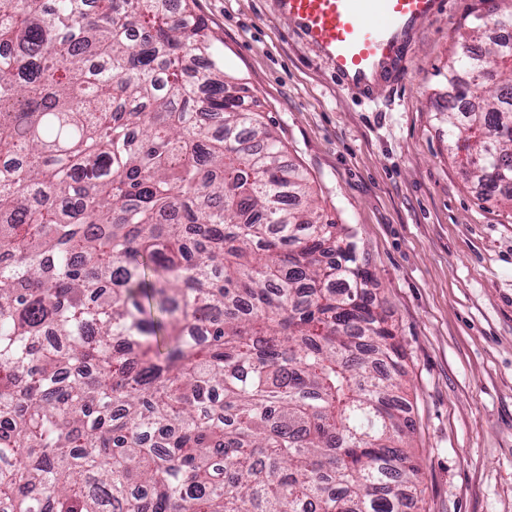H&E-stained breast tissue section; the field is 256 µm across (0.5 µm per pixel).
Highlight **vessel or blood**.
I'll return each mask as SVG.
<instances>
[{"mask_svg": "<svg viewBox=\"0 0 512 512\" xmlns=\"http://www.w3.org/2000/svg\"><path fill=\"white\" fill-rule=\"evenodd\" d=\"M278 12L331 65L337 80L371 90L399 72L409 39L447 0H277Z\"/></svg>", "mask_w": 512, "mask_h": 512, "instance_id": "b4317fda", "label": "vessel or blood"}]
</instances>
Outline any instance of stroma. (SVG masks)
<instances>
[{
    "instance_id": "stroma-1",
    "label": "stroma",
    "mask_w": 512,
    "mask_h": 512,
    "mask_svg": "<svg viewBox=\"0 0 512 512\" xmlns=\"http://www.w3.org/2000/svg\"><path fill=\"white\" fill-rule=\"evenodd\" d=\"M507 0H451L414 37L404 73L370 97L275 0H194L228 80L245 84L327 217L357 231L371 292L405 359L414 512H512V209L448 153V63L459 34Z\"/></svg>"
}]
</instances>
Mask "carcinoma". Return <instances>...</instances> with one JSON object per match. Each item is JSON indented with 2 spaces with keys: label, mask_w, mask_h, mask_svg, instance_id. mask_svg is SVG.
Listing matches in <instances>:
<instances>
[{
  "label": "carcinoma",
  "mask_w": 512,
  "mask_h": 512,
  "mask_svg": "<svg viewBox=\"0 0 512 512\" xmlns=\"http://www.w3.org/2000/svg\"><path fill=\"white\" fill-rule=\"evenodd\" d=\"M0 512H408L403 355L356 230L189 0H0ZM462 52L460 96L512 92ZM487 79L479 84L474 74ZM448 151L512 206V97Z\"/></svg>",
  "instance_id": "1"
}]
</instances>
